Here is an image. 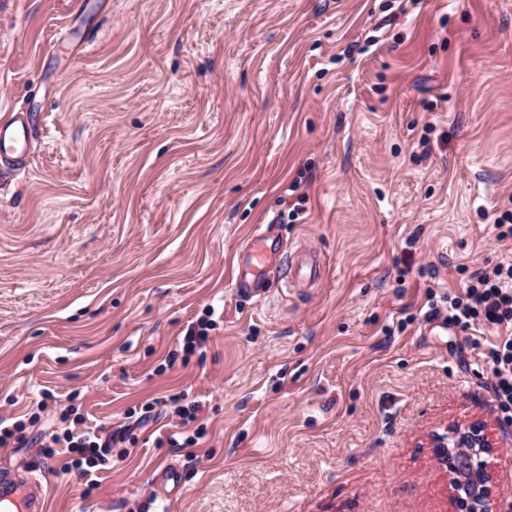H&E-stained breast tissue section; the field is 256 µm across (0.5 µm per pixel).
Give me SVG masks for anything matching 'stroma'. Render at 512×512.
<instances>
[{
	"label": "stroma",
	"mask_w": 512,
	"mask_h": 512,
	"mask_svg": "<svg viewBox=\"0 0 512 512\" xmlns=\"http://www.w3.org/2000/svg\"><path fill=\"white\" fill-rule=\"evenodd\" d=\"M84 2L0 0V109L39 132L0 170V420L46 389L108 430L157 406L93 492L34 444L0 471L48 512H454L429 437L480 419L512 512L480 350L503 328L443 302L512 263V0ZM261 224L284 248L248 297ZM210 306L203 355L166 368ZM180 392L206 404L190 453ZM261 228L260 226L259 229ZM273 229V225L266 224V227L237 254L236 274L233 280L237 292L259 297L265 294L261 289L262 283L254 273L259 268L270 267L268 240L273 237Z\"/></svg>",
	"instance_id": "35a3bbf8"
}]
</instances>
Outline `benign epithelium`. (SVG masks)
Here are the masks:
<instances>
[{
    "instance_id": "obj_1",
    "label": "benign epithelium",
    "mask_w": 512,
    "mask_h": 512,
    "mask_svg": "<svg viewBox=\"0 0 512 512\" xmlns=\"http://www.w3.org/2000/svg\"><path fill=\"white\" fill-rule=\"evenodd\" d=\"M433 442L438 458L448 465L456 506L466 512H496L490 462L483 458L492 453L486 424L452 426Z\"/></svg>"
}]
</instances>
